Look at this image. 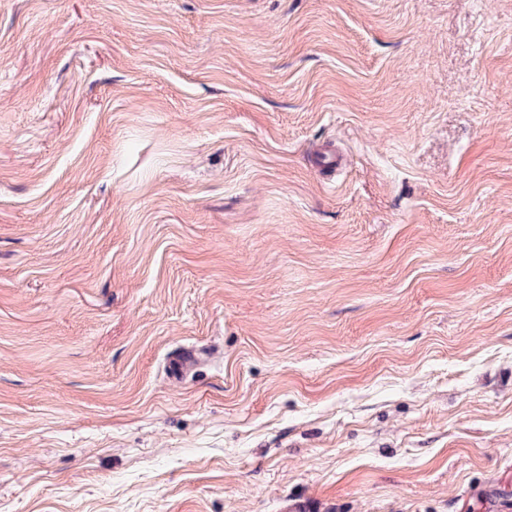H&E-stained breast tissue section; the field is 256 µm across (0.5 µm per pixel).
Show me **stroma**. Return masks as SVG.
I'll list each match as a JSON object with an SVG mask.
<instances>
[{"label": "stroma", "instance_id": "35a3bbf8", "mask_svg": "<svg viewBox=\"0 0 512 512\" xmlns=\"http://www.w3.org/2000/svg\"><path fill=\"white\" fill-rule=\"evenodd\" d=\"M299 505L512 512V0H0V512Z\"/></svg>", "mask_w": 512, "mask_h": 512}]
</instances>
